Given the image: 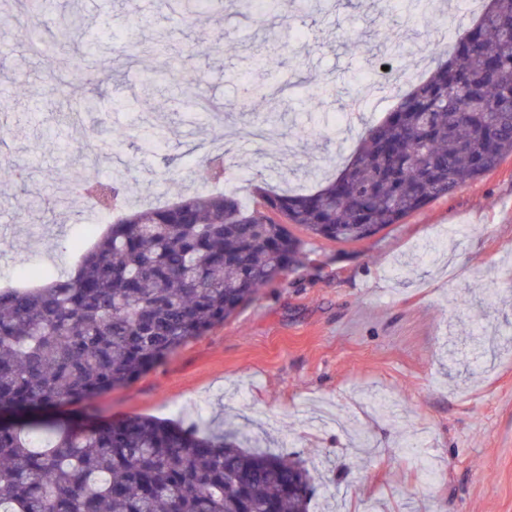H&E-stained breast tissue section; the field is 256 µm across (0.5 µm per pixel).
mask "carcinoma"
Returning a JSON list of instances; mask_svg holds the SVG:
<instances>
[{
  "label": "carcinoma",
  "instance_id": "cac0c4a2",
  "mask_svg": "<svg viewBox=\"0 0 512 512\" xmlns=\"http://www.w3.org/2000/svg\"><path fill=\"white\" fill-rule=\"evenodd\" d=\"M432 0H401L434 19ZM453 57L396 96L335 177L310 193L255 186L252 205L222 191L161 207L121 203L120 180L77 192L111 218L73 272L36 270L31 290L0 289V512H309L302 460L250 451L232 431L149 416L108 420L95 401L129 385L306 258L290 227L330 241L368 238L454 195L512 155V0H484ZM187 20L224 0H165ZM77 45L83 17L53 22ZM187 103L209 110L197 81ZM164 125L140 135L155 147ZM224 181V159L206 162ZM62 200L17 203L18 217ZM78 409L71 421L50 412Z\"/></svg>",
  "mask_w": 512,
  "mask_h": 512
}]
</instances>
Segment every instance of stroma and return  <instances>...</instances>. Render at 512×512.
I'll return each instance as SVG.
<instances>
[{"mask_svg":"<svg viewBox=\"0 0 512 512\" xmlns=\"http://www.w3.org/2000/svg\"><path fill=\"white\" fill-rule=\"evenodd\" d=\"M465 4L450 0L429 25L396 0H321L313 14L294 0L262 14L228 2L222 16L187 24L161 0H79L97 63L60 93L53 76L69 49L33 54L23 0H0V128L27 131L0 154L33 172L26 190L48 195L63 177L118 174L141 207L211 189L202 160L217 143L230 150L223 188L243 203L256 183L307 189L341 168L391 107L371 102L327 139L308 132L311 94L327 88L334 117L364 82L394 75L412 88L433 71V48L451 52ZM275 32L290 33V50L271 41ZM171 71L195 76L220 113L193 111ZM149 77L147 102L139 88ZM255 78L270 98L250 97ZM88 94L96 109L72 129L66 104ZM151 113L169 123L168 145L95 150L111 132L139 133ZM75 141L86 145L78 160ZM25 189L0 178V282L73 269L76 243L95 238L83 215L19 222L11 201ZM304 243L303 266L100 397L101 415L234 429L299 456L319 479L311 512H512V156L369 239ZM409 438L417 455L403 451Z\"/></svg>","mask_w":512,"mask_h":512,"instance_id":"stroma-1","label":"stroma"}]
</instances>
